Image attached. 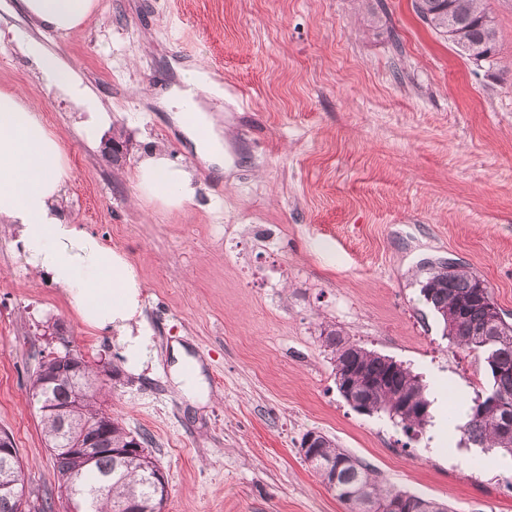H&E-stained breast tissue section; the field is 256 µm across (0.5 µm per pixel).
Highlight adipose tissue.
<instances>
[{"label": "adipose tissue", "mask_w": 512, "mask_h": 512, "mask_svg": "<svg viewBox=\"0 0 512 512\" xmlns=\"http://www.w3.org/2000/svg\"><path fill=\"white\" fill-rule=\"evenodd\" d=\"M27 15L63 33L76 32L96 6L95 0H21ZM26 53L47 81L87 110L81 123L86 139H95L108 124L106 113L63 65L37 41ZM179 82L160 98L207 165L223 166L224 139L199 100L206 86L197 70L182 69ZM69 165L60 140L43 124L36 109L14 90H0V223L11 225L15 253L30 272L64 292L79 320L115 336L130 370L143 366L147 332L142 319L143 283L122 252L104 245L82 226L66 219L63 188ZM139 192L169 204L192 200L195 188L188 171L156 152L136 167Z\"/></svg>", "instance_id": "ef3b65f1"}]
</instances>
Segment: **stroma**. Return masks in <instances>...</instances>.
<instances>
[{"instance_id": "stroma-1", "label": "stroma", "mask_w": 512, "mask_h": 512, "mask_svg": "<svg viewBox=\"0 0 512 512\" xmlns=\"http://www.w3.org/2000/svg\"><path fill=\"white\" fill-rule=\"evenodd\" d=\"M492 7L493 65L432 31L412 0H96L75 34L0 0V89L21 91L63 143L65 215L136 268L151 336L143 369L125 370L116 341L24 268L0 224V431L27 497L57 489L26 388L33 354L70 350L118 369L107 407L151 438L165 512H343L300 452L310 430L397 489L512 512V457L466 447L444 407L414 439L357 413L320 339L341 328L432 389L488 385L419 289L428 263L456 262L512 322V0ZM30 39L110 112L98 141L23 53ZM191 64L245 94L220 102V174L151 98ZM116 137L128 148L117 164L103 154ZM155 147L191 172L193 201L140 196L133 173ZM176 343L202 366L205 406L171 381Z\"/></svg>"}]
</instances>
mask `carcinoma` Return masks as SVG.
Instances as JSON below:
<instances>
[{
    "instance_id": "1",
    "label": "carcinoma",
    "mask_w": 512,
    "mask_h": 512,
    "mask_svg": "<svg viewBox=\"0 0 512 512\" xmlns=\"http://www.w3.org/2000/svg\"><path fill=\"white\" fill-rule=\"evenodd\" d=\"M417 17L430 29L448 37L458 50L475 61H491L498 55V32L490 0H414ZM420 294L444 325L450 344L474 355L491 375L489 386L474 391L457 425L461 440L478 448H495L501 429L512 423V323L493 321L490 306L495 304L492 289L485 280L464 270L429 273ZM320 338L332 355L340 380L336 387L348 386L370 414L397 413L394 422L406 432H419L430 422L426 384L411 367L352 342L342 331L331 328ZM54 371L48 361L38 363L31 376L28 393L38 404L42 432L56 470L58 490H71L79 512H124L134 501L139 512H164L167 484L160 478L161 467L150 450L147 435L132 432L117 419L103 437L104 448H126L138 439L142 452L118 460L100 452L93 461L69 449L72 436L61 431L57 416L46 404L68 402L70 388L44 384L45 373ZM405 397L413 414L398 413L396 399ZM102 389L87 392L77 417L93 427L107 415ZM316 448L304 452V461L337 493L345 512H380L397 503L399 512H453L451 506L410 494L386 484L360 459L339 447L325 434L318 436ZM24 483L19 458L0 457V512H20L18 500L9 490Z\"/></svg>"
}]
</instances>
